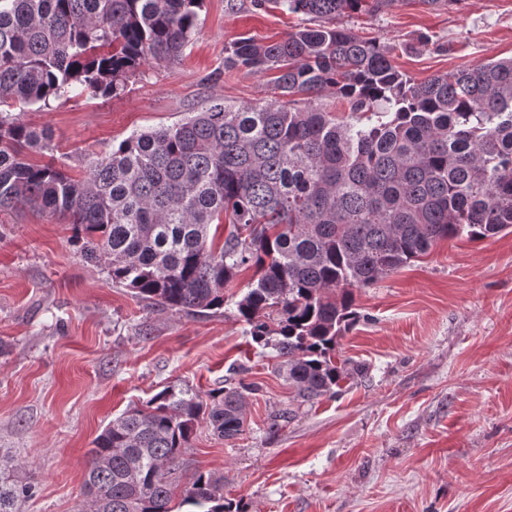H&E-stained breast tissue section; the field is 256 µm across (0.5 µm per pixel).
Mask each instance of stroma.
<instances>
[{"instance_id":"35a3bbf8","label":"stroma","mask_w":512,"mask_h":512,"mask_svg":"<svg viewBox=\"0 0 512 512\" xmlns=\"http://www.w3.org/2000/svg\"><path fill=\"white\" fill-rule=\"evenodd\" d=\"M299 23L251 0H204L182 56L145 62L119 96L18 112L52 134L53 150L31 162L83 177L132 131L256 102L267 77L223 74L225 45L276 42ZM338 23L393 46L394 65L418 81L512 57V0H387ZM424 35L433 48L416 49ZM251 277L225 288L220 314L148 308L81 257L66 221L0 213V457L33 491L18 512H89L88 451L112 418L167 387L204 398L229 383L250 388L245 430L225 440L199 424L176 491L201 470L247 512H512V232L439 241L354 288L361 319L336 358L366 374L310 402L237 316Z\"/></svg>"}]
</instances>
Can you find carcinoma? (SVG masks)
<instances>
[{"instance_id":"cac0c4a2","label":"carcinoma","mask_w":512,"mask_h":512,"mask_svg":"<svg viewBox=\"0 0 512 512\" xmlns=\"http://www.w3.org/2000/svg\"><path fill=\"white\" fill-rule=\"evenodd\" d=\"M252 2L314 22L278 42L224 47L225 72L275 73L270 95L134 131L77 180L25 160V148L52 149L51 133L8 109L121 94L143 62L183 53L203 0H0V212L63 218L83 257L152 308L221 314L224 288L254 268L237 315L310 401L362 373L335 358L359 318L352 288L441 240L512 228V58L418 82L393 65V46L336 25L366 0ZM325 92L376 120L336 119L311 103ZM246 390L205 401L166 388L112 419L89 451L93 512H173L165 467L202 421L226 440L242 434ZM30 491L1 470L0 512H16ZM184 505L246 512L206 472Z\"/></svg>"}]
</instances>
